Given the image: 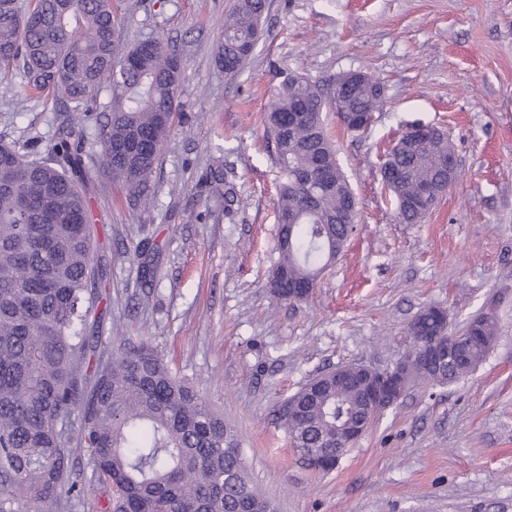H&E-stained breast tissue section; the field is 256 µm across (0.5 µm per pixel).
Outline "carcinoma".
I'll return each instance as SVG.
<instances>
[{
  "instance_id": "1",
  "label": "carcinoma",
  "mask_w": 512,
  "mask_h": 512,
  "mask_svg": "<svg viewBox=\"0 0 512 512\" xmlns=\"http://www.w3.org/2000/svg\"><path fill=\"white\" fill-rule=\"evenodd\" d=\"M267 0H236L224 18L216 64L236 76L250 58ZM22 65L19 93L52 96L63 112L46 157L0 144V512L23 499L29 512L61 499L81 501L86 479L72 477L65 421H84L79 441L90 478L115 491L113 512H267L270 502L250 479L239 441L224 415L173 377L148 344L98 353L89 318L99 303L107 265L94 258L90 203L82 188L104 176L135 197L144 194L173 126L182 64L159 39L120 47L111 0H0V74ZM106 121L99 149L87 147L85 123L98 120L91 105L102 90ZM372 76L343 101L304 76L271 90L263 115L283 176L277 224L280 261L271 277L275 295L317 284L354 231V199L336 158L322 113H374L383 106ZM453 152L447 134L407 137L392 154L402 170L386 185L404 224H418L434 208L422 205L423 186L444 191L442 160ZM140 285L152 286L147 246ZM447 325L434 306L422 309L409 334L435 336ZM496 315L479 313L461 330L458 356L444 370L415 359L399 381L450 385L476 368L494 346ZM366 415L360 388L336 387V378L312 379L288 399L282 415L292 448L322 472L307 452L327 459L344 454L342 422Z\"/></svg>"
}]
</instances>
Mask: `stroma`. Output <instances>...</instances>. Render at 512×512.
<instances>
[{"instance_id":"1","label":"stroma","mask_w":512,"mask_h":512,"mask_svg":"<svg viewBox=\"0 0 512 512\" xmlns=\"http://www.w3.org/2000/svg\"><path fill=\"white\" fill-rule=\"evenodd\" d=\"M234 4L112 0L122 42L162 40L182 75L147 201L100 176L86 186L109 266L100 336L150 343L223 412L276 512H512V0H267L253 54L229 78L214 54ZM349 71L384 87L366 130L326 116L355 230L312 294L284 301L270 288L281 173L263 114L285 76L328 90ZM16 85L0 82V142L47 153L57 105ZM415 123L447 133L460 178L421 223L403 224L380 165ZM146 238L157 250L147 293ZM427 306L446 309L454 332L494 310L486 359L456 384L410 389L334 470L309 468L282 426L288 398L343 365L391 366Z\"/></svg>"}]
</instances>
